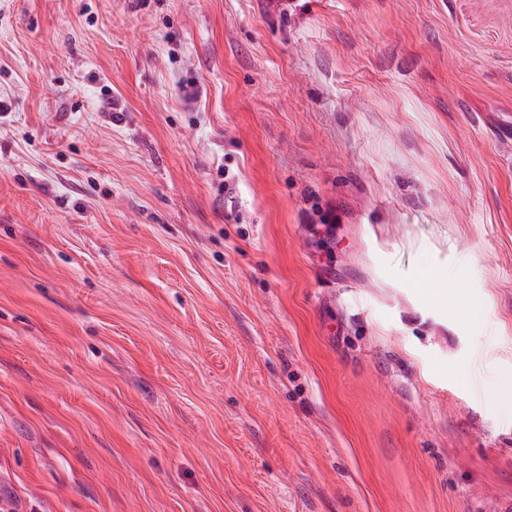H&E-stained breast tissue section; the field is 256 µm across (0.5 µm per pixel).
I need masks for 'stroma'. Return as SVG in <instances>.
I'll list each match as a JSON object with an SVG mask.
<instances>
[{"mask_svg": "<svg viewBox=\"0 0 512 512\" xmlns=\"http://www.w3.org/2000/svg\"><path fill=\"white\" fill-rule=\"evenodd\" d=\"M512 0H0V512H512Z\"/></svg>", "mask_w": 512, "mask_h": 512, "instance_id": "35a3bbf8", "label": "stroma"}]
</instances>
